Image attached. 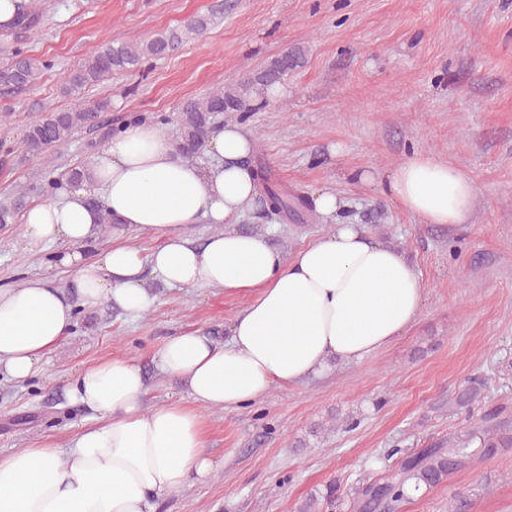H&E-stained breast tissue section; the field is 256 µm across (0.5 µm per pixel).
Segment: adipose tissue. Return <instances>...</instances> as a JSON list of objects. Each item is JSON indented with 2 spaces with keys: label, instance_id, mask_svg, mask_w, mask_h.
Segmentation results:
<instances>
[{
  "label": "adipose tissue",
  "instance_id": "1",
  "mask_svg": "<svg viewBox=\"0 0 512 512\" xmlns=\"http://www.w3.org/2000/svg\"><path fill=\"white\" fill-rule=\"evenodd\" d=\"M255 149L253 135L231 122L210 132L207 162L190 161L153 121L132 118L96 156L88 183L63 186L26 212L28 245L50 248L49 264L73 276L66 290L47 278L0 287V376L15 382L42 371L76 306L108 302L141 316L154 303L152 280L250 300L224 343L198 331L164 339L155 366L183 386L184 399L146 407L144 374L129 358H105L69 378L64 391L90 410L88 423L67 442L44 438L0 458V512H156L160 497L212 473L199 407L234 409L320 375L330 361L359 364L414 322L424 282L360 225L335 223L289 259L265 235L235 230L259 193ZM380 185L424 224L470 223L478 196L472 175L422 153ZM103 209L111 242L92 251ZM201 220L220 230L198 243L188 229ZM131 231L160 244L141 254L126 240Z\"/></svg>",
  "mask_w": 512,
  "mask_h": 512
}]
</instances>
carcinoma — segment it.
I'll use <instances>...</instances> for the list:
<instances>
[{
    "instance_id": "obj_1",
    "label": "carcinoma",
    "mask_w": 512,
    "mask_h": 512,
    "mask_svg": "<svg viewBox=\"0 0 512 512\" xmlns=\"http://www.w3.org/2000/svg\"><path fill=\"white\" fill-rule=\"evenodd\" d=\"M40 6V0H29L22 8L15 27L27 30L37 27L42 19ZM210 22L209 15L197 16L184 27L171 29L146 42H110L68 73L66 90L79 94L115 72L136 71L145 59L173 51L188 36L203 32ZM303 62V50L297 47L272 59L233 88L226 90L218 86L201 99L184 102L178 118L179 145L183 156L193 159L203 147L219 114L245 110L254 88H267L280 82ZM44 67L40 60L20 49L14 50L0 58V91L15 93L32 88L38 83ZM109 108V101L96 100L88 104L80 101L66 110L43 112L27 123L24 141L32 150L45 151L70 141L78 133L86 132L91 135L86 148L93 151L113 134L112 125L99 120L100 114ZM63 177L68 183L79 186L90 178V173L87 167L74 165L64 171ZM264 194L270 206L284 216L296 212L301 205L299 198L273 187H265ZM511 446L512 438L488 432L483 438L482 455L490 458L497 455L500 449ZM471 463L472 456L466 449L452 442L446 448H426L419 454L403 458L391 476L356 488L351 512H398L399 504L408 492L434 487L470 467Z\"/></svg>"
}]
</instances>
